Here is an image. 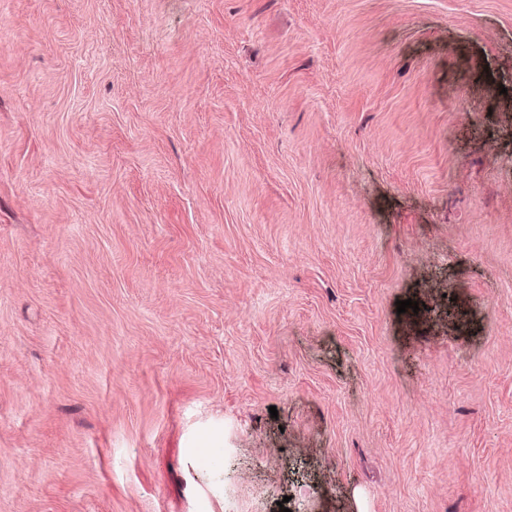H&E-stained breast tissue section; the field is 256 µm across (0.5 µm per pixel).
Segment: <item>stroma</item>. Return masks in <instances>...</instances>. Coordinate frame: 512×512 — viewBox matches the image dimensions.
I'll return each mask as SVG.
<instances>
[{
    "label": "stroma",
    "mask_w": 512,
    "mask_h": 512,
    "mask_svg": "<svg viewBox=\"0 0 512 512\" xmlns=\"http://www.w3.org/2000/svg\"><path fill=\"white\" fill-rule=\"evenodd\" d=\"M282 499L512 512V0H0V512Z\"/></svg>",
    "instance_id": "obj_1"
}]
</instances>
